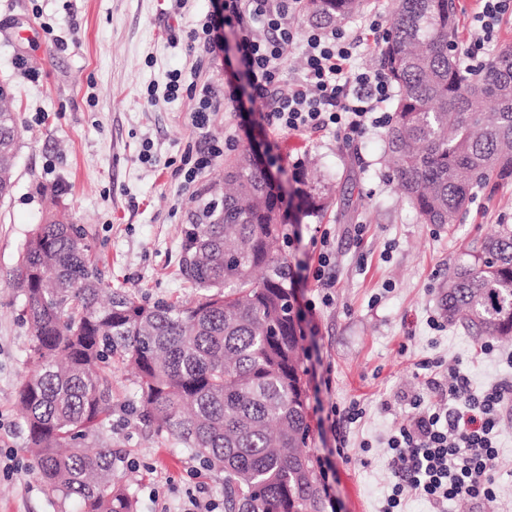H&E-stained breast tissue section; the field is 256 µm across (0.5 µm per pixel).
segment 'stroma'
<instances>
[{"label": "stroma", "mask_w": 512, "mask_h": 512, "mask_svg": "<svg viewBox=\"0 0 512 512\" xmlns=\"http://www.w3.org/2000/svg\"><path fill=\"white\" fill-rule=\"evenodd\" d=\"M210 0H0V79L14 88L21 137L10 198L0 203V512H57L29 468L17 391L29 374V331L9 284L22 246L51 204L87 228L106 282L139 301H182L193 290L179 272L182 224L198 194L224 168L213 160L195 190L176 169L188 149L236 135L259 161L275 156L278 182L314 160L335 197L321 218L288 224L296 300L319 306L313 321L330 367L324 405L361 408L342 423L347 457L337 460L342 512H381L391 492L387 441L411 401L440 406L429 377L468 373L474 388L512 381V340L477 342L449 325L442 306L448 269L499 223L512 224V182L477 190L457 224L420 223L382 163L385 129L351 140L333 132L239 131L231 104L212 113L207 135L191 122L193 101L163 95L171 71L225 84L223 58L197 65L188 34ZM158 91L149 100L148 88ZM153 158H139L143 141ZM330 236L325 269L312 272L314 241ZM131 377L112 374V445L122 450L137 512H189L192 500L224 502V474L202 465L130 410ZM498 498L449 502L447 512H512V412L500 424Z\"/></svg>", "instance_id": "stroma-1"}]
</instances>
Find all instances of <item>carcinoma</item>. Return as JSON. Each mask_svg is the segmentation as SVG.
Returning a JSON list of instances; mask_svg holds the SVG:
<instances>
[{
    "label": "carcinoma",
    "mask_w": 512,
    "mask_h": 512,
    "mask_svg": "<svg viewBox=\"0 0 512 512\" xmlns=\"http://www.w3.org/2000/svg\"><path fill=\"white\" fill-rule=\"evenodd\" d=\"M363 0H307L334 26ZM452 0H393L381 62L395 94L385 156L424 224H455L491 178L512 180V52L482 71L456 55ZM0 81V200L13 188L18 113ZM303 217L330 205L296 169ZM281 198L248 150L224 161V184L199 196L180 270L198 295L141 303L103 283L85 228L45 216L12 280L30 330L31 370L17 397L32 473L60 512H136L124 457L107 436L112 367L134 371L140 414L160 434L224 471V512H323L302 448L309 437L293 279L279 249ZM448 322L477 341L512 336V224L448 270Z\"/></svg>",
    "instance_id": "cac0c4a2"
}]
</instances>
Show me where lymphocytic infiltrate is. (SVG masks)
Here are the masks:
<instances>
[{
	"mask_svg": "<svg viewBox=\"0 0 512 512\" xmlns=\"http://www.w3.org/2000/svg\"><path fill=\"white\" fill-rule=\"evenodd\" d=\"M302 2L212 0L211 11L190 36L206 58L234 46L248 85L244 93L230 88L234 111L261 104L262 120L287 133L332 129L349 139L368 127L383 126L387 118L379 109L391 96L385 73L361 72L353 66L363 36L348 38L311 29L304 42L300 79H284L288 52L295 43L287 18L300 10ZM480 2L471 21V38L460 47L473 62L493 42L501 17L512 13V0ZM184 87L194 102V127L206 130L212 112L220 106L218 92L206 83L185 82L181 72H171L167 97L177 98ZM434 388L447 399V407L427 409L421 400H414L407 423L388 440L392 485L383 512H403L406 499L413 495L437 506L457 498L489 502L496 496L497 435L503 412L512 408V384L495 382L478 391L466 374L457 371L448 383H435Z\"/></svg>",
	"mask_w": 512,
	"mask_h": 512,
	"instance_id": "lymphocytic-infiltrate-1",
	"label": "lymphocytic infiltrate"
}]
</instances>
